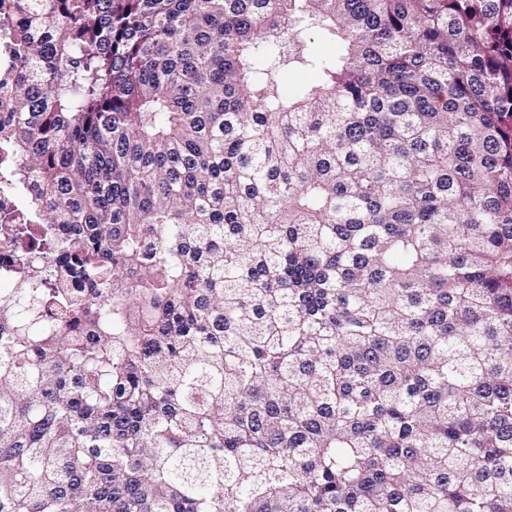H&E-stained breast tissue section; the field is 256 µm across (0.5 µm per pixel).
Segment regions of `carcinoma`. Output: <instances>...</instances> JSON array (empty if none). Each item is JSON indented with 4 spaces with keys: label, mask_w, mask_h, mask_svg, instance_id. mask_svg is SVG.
<instances>
[{
    "label": "carcinoma",
    "mask_w": 512,
    "mask_h": 512,
    "mask_svg": "<svg viewBox=\"0 0 512 512\" xmlns=\"http://www.w3.org/2000/svg\"><path fill=\"white\" fill-rule=\"evenodd\" d=\"M16 2L0 512H512V0Z\"/></svg>",
    "instance_id": "1"
}]
</instances>
